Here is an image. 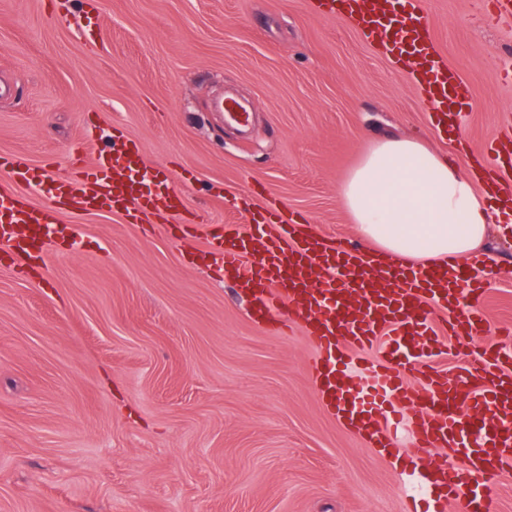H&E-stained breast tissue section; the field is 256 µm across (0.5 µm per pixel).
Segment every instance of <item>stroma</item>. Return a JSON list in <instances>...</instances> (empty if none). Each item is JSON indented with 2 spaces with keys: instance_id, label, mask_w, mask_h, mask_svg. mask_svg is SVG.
<instances>
[{
  "instance_id": "obj_1",
  "label": "stroma",
  "mask_w": 512,
  "mask_h": 512,
  "mask_svg": "<svg viewBox=\"0 0 512 512\" xmlns=\"http://www.w3.org/2000/svg\"><path fill=\"white\" fill-rule=\"evenodd\" d=\"M313 0H0V154L65 163L86 113L176 162L195 235L65 216L47 263L0 255V512H402L411 474L325 409L302 332L253 323L223 271L193 263L210 224L268 195L357 239L340 188L386 137L433 134L408 74ZM438 50L470 83L472 153L512 124V18L424 0ZM252 106L246 129L215 98ZM265 194L249 196L256 185ZM486 307L512 325V229L493 225Z\"/></svg>"
}]
</instances>
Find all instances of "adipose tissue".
Returning <instances> with one entry per match:
<instances>
[{
	"instance_id": "obj_1",
	"label": "adipose tissue",
	"mask_w": 512,
	"mask_h": 512,
	"mask_svg": "<svg viewBox=\"0 0 512 512\" xmlns=\"http://www.w3.org/2000/svg\"><path fill=\"white\" fill-rule=\"evenodd\" d=\"M341 196L356 231L379 259L464 262L500 214L479 196L473 175L418 141L388 139L352 170Z\"/></svg>"
}]
</instances>
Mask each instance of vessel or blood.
<instances>
[{
	"label": "vessel or blood",
	"instance_id": "vessel-or-blood-1",
	"mask_svg": "<svg viewBox=\"0 0 512 512\" xmlns=\"http://www.w3.org/2000/svg\"><path fill=\"white\" fill-rule=\"evenodd\" d=\"M320 14L350 21L391 62L409 67L434 132L448 137L473 97L465 77L436 50L422 0H316ZM484 191L512 211V127L483 151ZM139 142L112 128L108 147L66 173L34 165L23 153L0 155V247L35 253L46 229L67 240L64 213H110L128 224L166 220L183 207L172 170L155 167L156 191L143 192ZM50 196L32 203L31 191ZM200 260L223 269L248 301L249 317L300 328L313 347L309 373L327 409L388 456L404 460L428 491L450 494L463 512H498L487 478L512 470V348L489 346L454 373L429 362L441 335L472 343L491 331L486 287L468 267L448 261L375 263L368 248L325 238L303 216L282 221L269 198L249 227L213 224ZM449 457L432 459L433 449Z\"/></svg>",
	"mask_w": 512,
	"mask_h": 512
}]
</instances>
